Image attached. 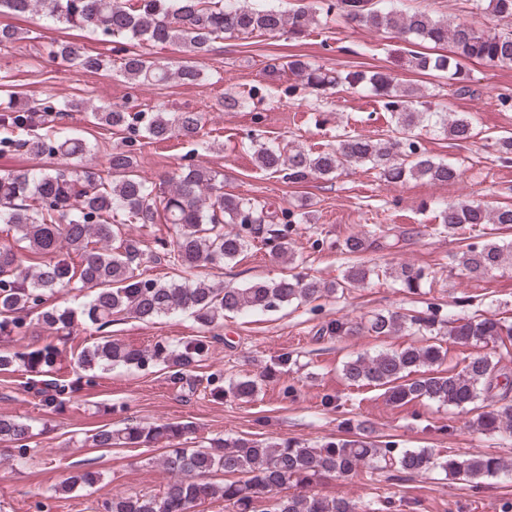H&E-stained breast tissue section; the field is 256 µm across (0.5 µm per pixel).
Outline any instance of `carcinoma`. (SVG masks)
I'll list each match as a JSON object with an SVG mask.
<instances>
[{
  "label": "carcinoma",
  "instance_id": "obj_1",
  "mask_svg": "<svg viewBox=\"0 0 512 512\" xmlns=\"http://www.w3.org/2000/svg\"><path fill=\"white\" fill-rule=\"evenodd\" d=\"M471 10L489 13L511 28L478 29L466 21L453 25L421 12H402L380 7L374 0H326V6L299 5L284 14L258 6L250 0H0V14L16 17L42 16L69 29L91 30L103 37L167 44L180 42L198 59L209 52L212 42L255 33L304 38L318 18L337 16L346 23L375 31H392L403 41L426 42L445 53L410 51L408 65L426 75H448L455 93L472 96L468 62L512 69V0H469ZM52 53L80 69L97 74L112 65L101 54H93L76 41L63 40ZM272 72L288 70L306 89L320 91L339 84L364 87L382 99L394 118L395 136L374 141L359 134L341 135L336 146L309 151L290 144L268 145L250 137L258 167L269 174L282 173L294 183L310 177L330 179L353 166L368 165L388 183L422 178L435 183H453L462 172L446 161H437L422 149L416 130L424 125L438 127L448 138L470 142L480 135L468 113L443 112L427 96L399 90L386 69L331 71L303 54H291L284 64H267ZM120 71L126 78L160 85L173 78L195 84L201 71L184 64L169 69L149 54L125 49ZM84 111L83 102L71 100L54 107L47 102L21 99L8 113L0 115L9 135L0 139V151H18L31 156L58 155L71 162L66 168L9 170L0 173V223L14 232L18 246L0 250V332L22 333L21 314L38 310V322L56 333H70L83 320L97 329L111 324L113 317L131 314L139 319L184 313L206 328L220 325L224 318L244 311L273 312L294 303L331 297L338 291L364 284L375 268L360 259L369 239L387 238L395 228L373 224L367 231L348 237L344 253L355 256L339 282L291 273L271 281L254 282L245 288L215 287L195 280L201 268L221 270L248 247L259 243L282 259L288 255V234L293 225L311 222L306 212L288 214L282 224L264 212L256 201L224 193L219 173L189 163L177 173L149 184L137 174L133 146L144 138L163 142L177 137L195 141L204 127L200 112H129L118 105L93 108L88 121L97 126L127 130L128 144L115 148L107 159V176L82 164L90 152L87 140L65 130H55L56 117L65 112ZM486 147L497 158L512 160V135L490 137ZM437 218L448 232L471 230L475 235L464 244L457 264L471 276L486 275L512 261V242L489 238L492 230L512 229V204L489 206L461 201L440 207ZM172 225L169 241L160 243L153 254L174 271L169 280L146 279L140 267L145 250L140 239L126 233L128 224ZM80 255L76 265L70 255ZM46 260L31 268L30 255ZM382 274L415 291L425 278L420 268L402 264ZM78 292L86 300L78 307L47 306L45 297L54 293ZM363 331L370 336L407 333L421 337V345H408L377 354H359L341 367L351 386L384 390L398 406L432 402L465 410L484 402L468 427L482 434L512 436V377L501 372L493 352L512 340V322L495 312L476 310L458 316L437 304L426 312H379L364 323L346 316L325 322L318 335L347 336ZM454 343L490 348L463 360L461 368L444 370L448 358L443 337ZM210 355L204 339L178 344L157 342L150 349H136L112 340H100L85 348L77 365L84 370H108L114 366L145 368L160 364L176 383L195 385L194 372ZM57 349L47 344L31 351H0V369L13 366L35 371L50 369ZM297 363L292 352L281 353L274 365L258 376H242L223 382L208 381L214 400L233 397L249 401L266 379ZM193 433L190 422H163L129 426L122 430L101 429L91 435L93 446L110 448L149 446L163 443L162 467L174 476L154 496L115 494L103 503L104 512H192L206 499L224 501L233 512H366L345 497L328 498L309 491L323 476L354 477L367 469L419 473L440 470L447 476L468 481L512 476V460L495 454L476 456L440 455L432 448H401L391 440H380L371 426L360 423L356 432L328 439L314 446L294 437L259 442L245 437L216 440L207 447H186ZM29 426L0 416V440L14 444L15 457L26 458ZM222 472L221 484L203 482L201 477ZM99 474L78 469L66 479L63 489L77 484L92 485ZM302 488L286 497L276 493Z\"/></svg>",
  "mask_w": 512,
  "mask_h": 512
}]
</instances>
